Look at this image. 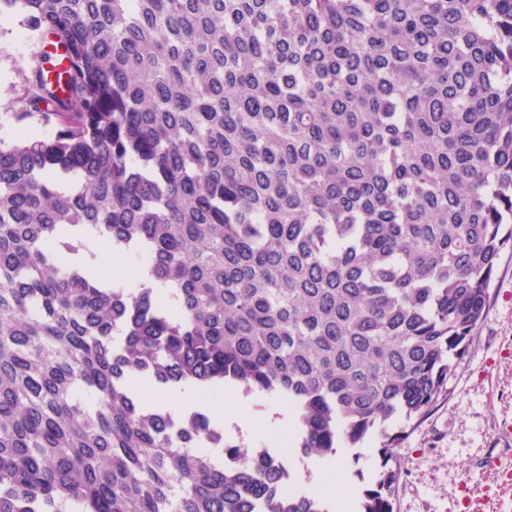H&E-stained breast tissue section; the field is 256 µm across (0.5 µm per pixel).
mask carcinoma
Returning a JSON list of instances; mask_svg holds the SVG:
<instances>
[{
  "label": "carcinoma",
  "instance_id": "1",
  "mask_svg": "<svg viewBox=\"0 0 512 512\" xmlns=\"http://www.w3.org/2000/svg\"><path fill=\"white\" fill-rule=\"evenodd\" d=\"M0 512H329L131 375L286 404L301 451L447 397L512 250V0H0ZM110 239L150 268L90 272ZM97 399L90 408L79 399ZM380 472L358 512H394ZM19 14L4 12L0 16V140L11 145L26 135L43 139L54 136L55 130L36 123L23 125L15 120V112L26 107L24 72L33 51L19 25Z\"/></svg>",
  "mask_w": 512,
  "mask_h": 512
}]
</instances>
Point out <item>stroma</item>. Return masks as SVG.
<instances>
[{
	"label": "stroma",
	"mask_w": 512,
	"mask_h": 512,
	"mask_svg": "<svg viewBox=\"0 0 512 512\" xmlns=\"http://www.w3.org/2000/svg\"><path fill=\"white\" fill-rule=\"evenodd\" d=\"M31 54L18 14H0V141L8 145L27 135H54L53 128L15 119L26 107L23 78ZM489 295L487 316L456 361L447 397L418 426H407L399 417L390 427L400 436L392 450L401 472L394 512H476L482 500L491 512H512V441L507 438L512 432V251L501 254ZM139 392L148 402H181L197 410L228 402L225 392L213 393L204 403L180 386L161 389L144 383ZM236 408L245 418L271 416L272 426L260 436L233 428L225 433L228 441L248 450L269 449L296 471L306 470L307 456L281 443L282 435L292 431L284 403L254 392L243 395ZM336 450L343 468L323 469L321 483L340 496L372 488L383 462L379 438L353 448L342 441ZM490 456L500 462L493 477L484 467Z\"/></svg>",
	"instance_id": "stroma-1"
}]
</instances>
